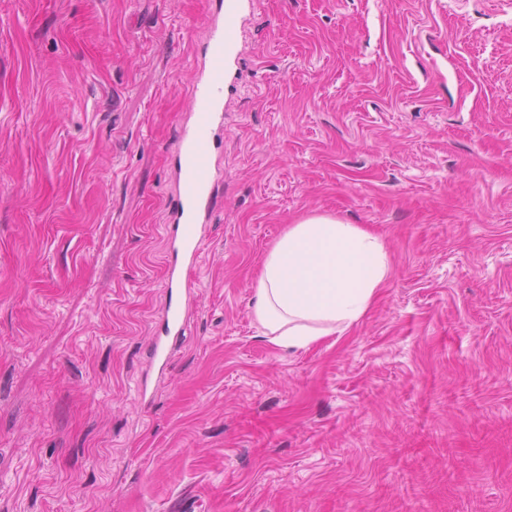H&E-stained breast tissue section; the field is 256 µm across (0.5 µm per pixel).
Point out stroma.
<instances>
[{"label":"stroma","mask_w":512,"mask_h":512,"mask_svg":"<svg viewBox=\"0 0 512 512\" xmlns=\"http://www.w3.org/2000/svg\"><path fill=\"white\" fill-rule=\"evenodd\" d=\"M208 0H0V512H512V0H254L184 336L151 353ZM312 213L393 273L285 351ZM392 271L385 242L359 224L309 214L289 224L253 281V316L270 343L309 347L345 333L369 309Z\"/></svg>","instance_id":"35a3bbf8"}]
</instances>
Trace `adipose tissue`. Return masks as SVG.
<instances>
[{"mask_svg":"<svg viewBox=\"0 0 512 512\" xmlns=\"http://www.w3.org/2000/svg\"><path fill=\"white\" fill-rule=\"evenodd\" d=\"M391 271L379 236L313 213L288 225L267 252L252 284L253 316L276 347L304 349L357 323Z\"/></svg>","mask_w":512,"mask_h":512,"instance_id":"1","label":"adipose tissue"}]
</instances>
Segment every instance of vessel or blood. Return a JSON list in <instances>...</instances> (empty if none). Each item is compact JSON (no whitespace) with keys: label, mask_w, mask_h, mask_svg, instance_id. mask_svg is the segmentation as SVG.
<instances>
[{"label":"vessel or blood","mask_w":512,"mask_h":512,"mask_svg":"<svg viewBox=\"0 0 512 512\" xmlns=\"http://www.w3.org/2000/svg\"><path fill=\"white\" fill-rule=\"evenodd\" d=\"M245 0H216L208 19L190 93V117L183 124L174 159L176 186L166 226L167 297L152 342L154 358L167 356L168 338L183 336L187 329L185 299L193 288L192 273L206 237L207 222L216 202L214 151L224 128V83L228 64L237 54V20Z\"/></svg>","instance_id":"b4317fda"}]
</instances>
